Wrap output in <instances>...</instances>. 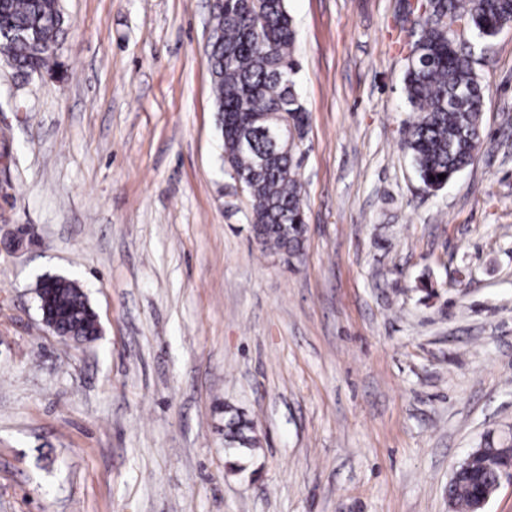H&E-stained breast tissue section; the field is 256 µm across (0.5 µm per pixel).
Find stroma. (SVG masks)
Returning <instances> with one entry per match:
<instances>
[{
  "instance_id": "stroma-1",
  "label": "stroma",
  "mask_w": 512,
  "mask_h": 512,
  "mask_svg": "<svg viewBox=\"0 0 512 512\" xmlns=\"http://www.w3.org/2000/svg\"><path fill=\"white\" fill-rule=\"evenodd\" d=\"M58 75L0 57V512H451L512 430V25L482 147L444 189L402 147L405 0H287L301 257L224 164L210 0H61ZM77 280L88 342L35 285ZM260 446L230 471L224 408Z\"/></svg>"
}]
</instances>
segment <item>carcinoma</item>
<instances>
[{
    "mask_svg": "<svg viewBox=\"0 0 512 512\" xmlns=\"http://www.w3.org/2000/svg\"><path fill=\"white\" fill-rule=\"evenodd\" d=\"M431 13L418 18L417 42L433 48L425 60L407 65L403 91L418 119L404 132L403 146L419 179L438 191L471 165L482 146L484 92L462 55L448 54L445 20L463 22L480 38L512 23V0H431ZM65 17L61 0H0V53L26 75L49 72ZM296 31L285 0H225L212 11L209 39L211 84L217 112L238 122L220 125L224 163L232 177L248 184L250 223L262 250L299 257L306 229L298 163L284 147L271 148L288 124L304 132L305 109L295 90L293 57ZM446 178L440 180L438 175ZM51 290L62 336L99 333L88 299L77 281L53 276L38 282ZM224 441L241 452L257 447L254 426L238 411L225 409ZM473 491L467 472L448 484L458 512H470Z\"/></svg>",
    "mask_w": 512,
    "mask_h": 512,
    "instance_id": "carcinoma-1",
    "label": "carcinoma"
}]
</instances>
